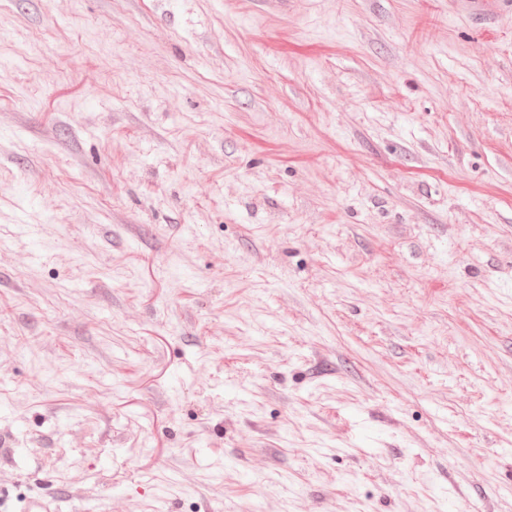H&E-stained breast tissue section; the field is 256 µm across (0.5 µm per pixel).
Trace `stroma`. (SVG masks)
<instances>
[{"mask_svg":"<svg viewBox=\"0 0 512 512\" xmlns=\"http://www.w3.org/2000/svg\"><path fill=\"white\" fill-rule=\"evenodd\" d=\"M0 0L9 512H512V0Z\"/></svg>","mask_w":512,"mask_h":512,"instance_id":"35a3bbf8","label":"stroma"}]
</instances>
